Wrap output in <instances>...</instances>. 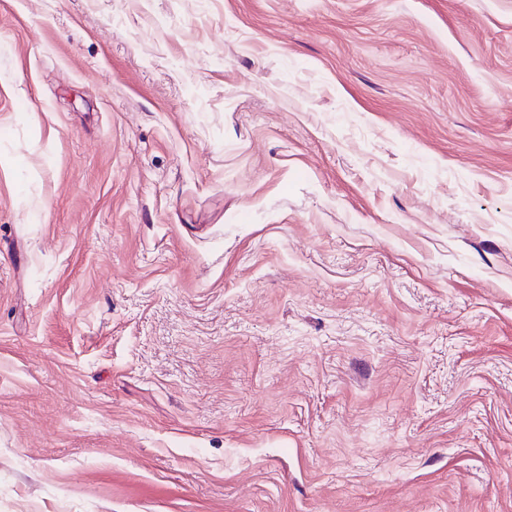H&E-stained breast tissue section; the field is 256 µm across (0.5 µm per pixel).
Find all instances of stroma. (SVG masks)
<instances>
[{"instance_id": "stroma-1", "label": "stroma", "mask_w": 512, "mask_h": 512, "mask_svg": "<svg viewBox=\"0 0 512 512\" xmlns=\"http://www.w3.org/2000/svg\"><path fill=\"white\" fill-rule=\"evenodd\" d=\"M0 512H512V0H0Z\"/></svg>"}]
</instances>
